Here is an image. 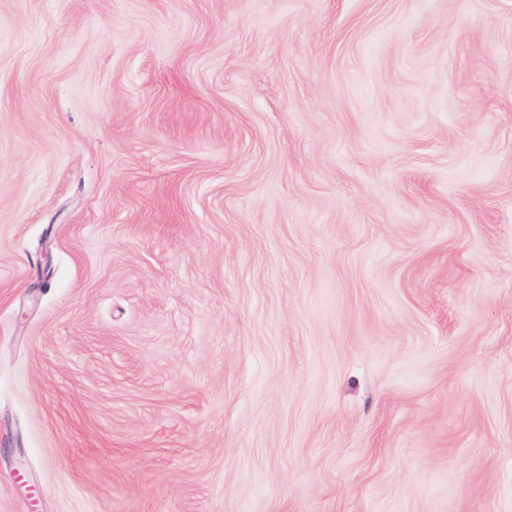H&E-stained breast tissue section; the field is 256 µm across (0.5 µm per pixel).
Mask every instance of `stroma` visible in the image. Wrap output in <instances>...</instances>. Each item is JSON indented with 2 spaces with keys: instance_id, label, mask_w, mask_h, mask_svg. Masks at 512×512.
Wrapping results in <instances>:
<instances>
[{
  "instance_id": "1",
  "label": "stroma",
  "mask_w": 512,
  "mask_h": 512,
  "mask_svg": "<svg viewBox=\"0 0 512 512\" xmlns=\"http://www.w3.org/2000/svg\"><path fill=\"white\" fill-rule=\"evenodd\" d=\"M0 512H512V0H0Z\"/></svg>"
}]
</instances>
